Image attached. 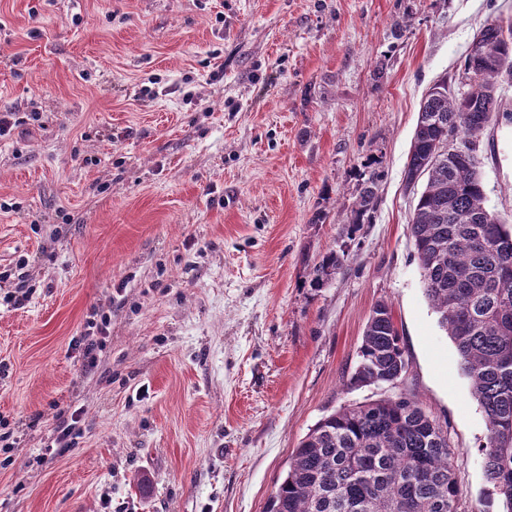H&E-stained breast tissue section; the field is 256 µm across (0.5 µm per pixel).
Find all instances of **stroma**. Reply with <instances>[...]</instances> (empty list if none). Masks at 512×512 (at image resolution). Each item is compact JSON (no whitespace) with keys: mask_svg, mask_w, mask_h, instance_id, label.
Masks as SVG:
<instances>
[{"mask_svg":"<svg viewBox=\"0 0 512 512\" xmlns=\"http://www.w3.org/2000/svg\"><path fill=\"white\" fill-rule=\"evenodd\" d=\"M493 23L512 0H0V512H264L318 421L403 394L448 428L459 512H504L404 178L428 89L460 90ZM500 109L480 176L512 225V79ZM381 301L407 372L354 388ZM378 179L379 175L373 172L361 183L351 210V231H356L361 224H365V217H368L376 209L378 204ZM341 266L340 254L335 249H330L309 270L308 277L311 288H323L336 275V270H339Z\"/></svg>","mask_w":512,"mask_h":512,"instance_id":"35a3bbf8","label":"stroma"}]
</instances>
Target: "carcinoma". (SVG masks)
Here are the masks:
<instances>
[{
    "label": "carcinoma",
    "instance_id": "obj_1",
    "mask_svg": "<svg viewBox=\"0 0 512 512\" xmlns=\"http://www.w3.org/2000/svg\"><path fill=\"white\" fill-rule=\"evenodd\" d=\"M479 36L500 64L466 56V92L449 93L446 77L430 88L405 179L424 180L409 229L425 293L486 418L480 448L486 477L512 512V231L487 209L478 172L484 117L498 107L503 74L512 76V28L505 34L490 24ZM378 179L373 172L360 185L353 232L377 207ZM340 267V254L329 250L310 268V286L323 287ZM405 372L398 330L381 301L367 322L350 383H393ZM449 448L448 429L413 398L343 407L300 442L265 512H458Z\"/></svg>",
    "mask_w": 512,
    "mask_h": 512
}]
</instances>
